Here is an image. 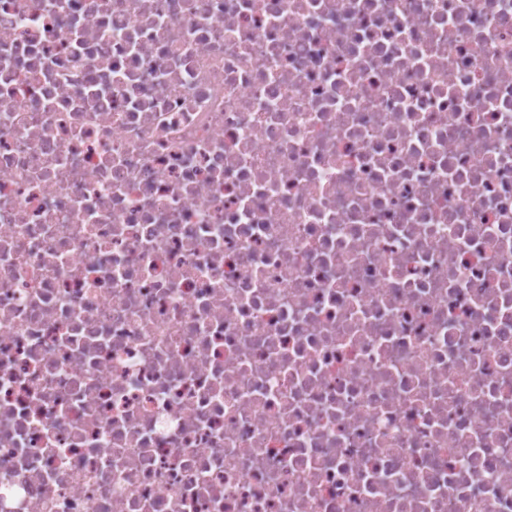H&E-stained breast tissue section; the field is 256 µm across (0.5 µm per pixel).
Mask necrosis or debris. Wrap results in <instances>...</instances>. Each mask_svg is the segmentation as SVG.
Returning <instances> with one entry per match:
<instances>
[{"label": "necrosis or debris", "instance_id": "1", "mask_svg": "<svg viewBox=\"0 0 512 512\" xmlns=\"http://www.w3.org/2000/svg\"><path fill=\"white\" fill-rule=\"evenodd\" d=\"M0 512H512V0H0Z\"/></svg>", "mask_w": 512, "mask_h": 512}]
</instances>
